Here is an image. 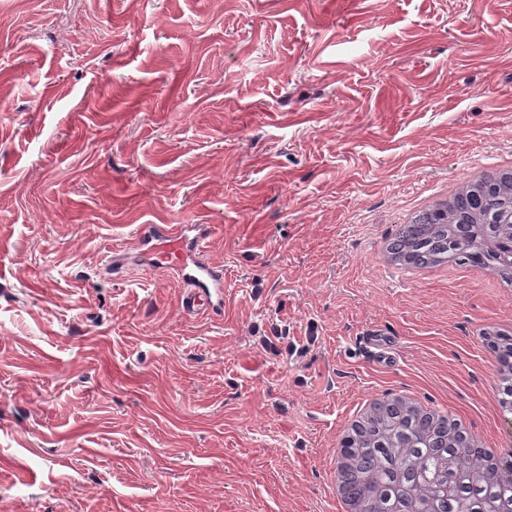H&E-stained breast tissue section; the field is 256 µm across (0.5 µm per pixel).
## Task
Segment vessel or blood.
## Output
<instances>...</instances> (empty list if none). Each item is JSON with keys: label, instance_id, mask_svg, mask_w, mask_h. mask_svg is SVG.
<instances>
[{"label": "vessel or blood", "instance_id": "obj_1", "mask_svg": "<svg viewBox=\"0 0 512 512\" xmlns=\"http://www.w3.org/2000/svg\"><path fill=\"white\" fill-rule=\"evenodd\" d=\"M211 233L207 224H146L106 252L101 265L103 276H121L129 254L143 265L175 270L185 285L182 311L196 317L224 308V268L199 258ZM361 342L375 365L393 367L395 338L390 333L369 328Z\"/></svg>", "mask_w": 512, "mask_h": 512}]
</instances>
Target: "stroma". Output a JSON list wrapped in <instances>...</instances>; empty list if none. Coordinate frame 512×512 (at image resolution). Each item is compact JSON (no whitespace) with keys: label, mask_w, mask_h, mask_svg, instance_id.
<instances>
[{"label":"stroma","mask_w":512,"mask_h":512,"mask_svg":"<svg viewBox=\"0 0 512 512\" xmlns=\"http://www.w3.org/2000/svg\"><path fill=\"white\" fill-rule=\"evenodd\" d=\"M511 155L512 0H0V512H335L371 391L499 437L477 326L512 291L373 252ZM188 222L221 312L185 317L172 270L99 276ZM360 340L375 365L385 368L394 366L395 336L381 329L368 328L361 333Z\"/></svg>","instance_id":"obj_1"}]
</instances>
